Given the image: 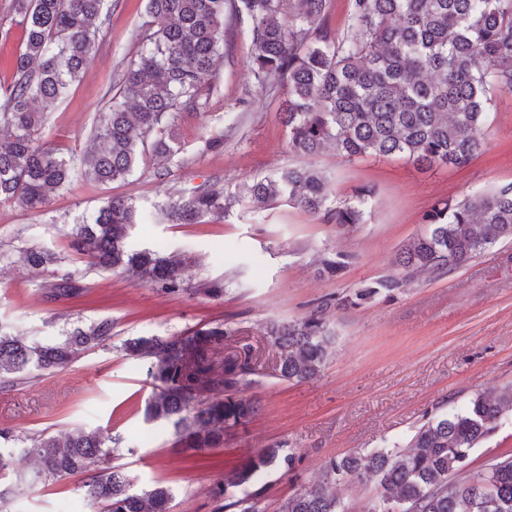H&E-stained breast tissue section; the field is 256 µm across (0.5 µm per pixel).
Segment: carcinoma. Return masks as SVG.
Listing matches in <instances>:
<instances>
[{"mask_svg": "<svg viewBox=\"0 0 512 512\" xmlns=\"http://www.w3.org/2000/svg\"><path fill=\"white\" fill-rule=\"evenodd\" d=\"M330 0H146V20L136 34L139 54L121 74L107 109L99 113L91 145L80 157L89 180L123 181L150 159L163 176L178 154L167 132L178 121L199 117L209 94L208 76L224 58V34L249 22L250 69L256 86L288 88L281 121L290 150L313 156L331 149L348 161L401 157L423 167L467 166L482 149L496 100L512 95V0H349L342 30L329 20ZM104 0H12L0 16V34L12 25L24 32V50L14 76L0 86L10 128L0 138V204L40 210L69 181L70 159L42 139L48 108L80 80L107 18ZM369 186L352 199L330 201L325 175L309 165L254 181L244 198L255 208L286 201L327 224L353 227L364 221ZM238 196L197 188L159 205L170 224H194L222 215ZM140 214L133 201L103 198L91 219L71 226L70 246L86 269L135 272L164 293L184 290L185 258L136 250L128 243ZM423 231L400 251V277L379 279L336 298L351 309L405 287L414 278L440 277L463 266L499 240L512 241V183L459 201L438 203L423 216ZM20 261L46 271L60 262L53 251L16 248ZM352 257L338 253L320 261L322 271L341 275ZM87 287L69 273L47 285L50 300L78 297ZM326 299L305 318L275 325L283 380L317 375L328 357ZM221 326L188 336H141L124 343L127 355L152 360L154 392L145 418L172 422L183 448L224 447L228 432L249 423L259 402L244 395L249 351L222 356ZM112 338V321L77 327L48 345H30L0 334V386L28 379L35 368L53 374ZM512 410V393L477 395L463 407L425 421L405 449L382 448L369 455L332 459L324 482L301 488L282 512H350L329 490L369 474L377 495L368 512H512V454L470 467L475 447ZM0 512L13 500L50 480L74 478L101 512H168L169 490L157 486L137 493L113 460L112 437L74 428L61 441L46 430L0 428ZM32 454L37 470L17 474L16 454ZM296 456L268 448L225 475L211 490L215 512H262L259 488L238 498L255 475L271 467L295 468Z\"/></svg>", "mask_w": 512, "mask_h": 512, "instance_id": "carcinoma-1", "label": "carcinoma"}]
</instances>
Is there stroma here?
Here are the masks:
<instances>
[{
	"label": "stroma",
	"mask_w": 512,
	"mask_h": 512,
	"mask_svg": "<svg viewBox=\"0 0 512 512\" xmlns=\"http://www.w3.org/2000/svg\"><path fill=\"white\" fill-rule=\"evenodd\" d=\"M106 3L109 24L88 70L51 107L43 130L45 140L75 153L86 145L119 73L135 56L131 34L145 18V0ZM226 39L224 61L209 80L205 113L179 122L172 132L181 152L165 177L142 165L126 180L99 186L77 171L41 210L0 207V331L45 342L102 318L113 323L107 346L66 370L34 371L26 383L0 389V428L45 429L59 437L76 427L107 431L134 491L167 487L170 512H214L210 490L225 471L279 445L295 452V471L269 469L257 478L265 488L264 512H278L296 489L321 483L331 458L405 446L427 418L479 394L512 390V243L506 241L394 296L348 311L327 309L332 345L314 378L279 379L277 350L267 334L268 326L301 319L322 300L399 275L400 249L422 231L423 215L439 200L512 183L510 96L498 101L481 152L462 169L421 170L397 157L348 161L330 150L309 157V164L329 175L335 198L374 187L365 221L354 228L338 229L285 202L269 209L243 202L222 220L134 227L136 247L190 255L183 292L158 291L120 270L86 273L67 232L102 198L126 197L149 213L168 195L200 186L236 193L253 179L298 163L279 121L285 89L255 90L247 67L248 25L227 32ZM218 134L223 149L206 150V140ZM23 243L59 253L63 261L56 272L83 276L87 292L47 300L53 274L18 262L15 248ZM335 251L351 255L349 267L338 277L319 274L317 256ZM207 282L221 286V294L198 293ZM217 324L231 331L225 351L251 346L254 382L245 393L257 397L261 408L224 448L202 454L173 447L171 423L145 421V402L154 391L150 363L126 355L121 345L129 338L180 336ZM12 512L97 509L73 481L61 480L18 497Z\"/></svg>",
	"instance_id": "35a3bbf8"
}]
</instances>
